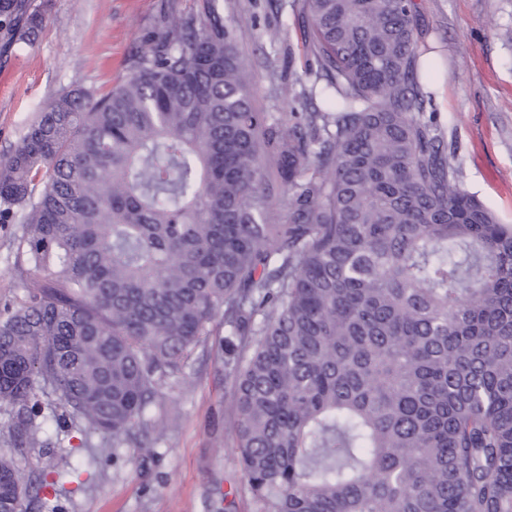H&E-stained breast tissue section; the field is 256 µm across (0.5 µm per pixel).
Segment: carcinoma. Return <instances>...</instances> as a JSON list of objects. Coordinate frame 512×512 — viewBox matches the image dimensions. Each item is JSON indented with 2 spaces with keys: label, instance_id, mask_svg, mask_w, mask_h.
Here are the masks:
<instances>
[{
  "label": "carcinoma",
  "instance_id": "1",
  "mask_svg": "<svg viewBox=\"0 0 512 512\" xmlns=\"http://www.w3.org/2000/svg\"><path fill=\"white\" fill-rule=\"evenodd\" d=\"M297 4L288 94L327 111H258L233 28L172 0L117 85L0 158V224L51 275L0 309V494L40 497L17 452L70 417L143 446L219 325L255 512H512V225L457 183L415 0ZM44 21L0 0L5 48Z\"/></svg>",
  "mask_w": 512,
  "mask_h": 512
}]
</instances>
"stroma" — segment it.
Masks as SVG:
<instances>
[{"label": "stroma", "instance_id": "obj_1", "mask_svg": "<svg viewBox=\"0 0 512 512\" xmlns=\"http://www.w3.org/2000/svg\"><path fill=\"white\" fill-rule=\"evenodd\" d=\"M164 0H32L46 21L33 44L0 52V154L18 145L28 125L60 93L106 90L126 74L142 41L156 30ZM202 15L210 5L233 24L239 56L254 76L261 112L288 109V81L302 72L292 0H177ZM427 35L423 79L444 141L454 148L460 187L512 224V0H417ZM266 30L282 31L277 43ZM21 225L0 227V305L50 274L19 261ZM224 379L221 336L187 360L147 413L146 447L103 451L100 435L72 426L48 449L30 448L23 476L53 480L56 512H254L240 472Z\"/></svg>", "mask_w": 512, "mask_h": 512}]
</instances>
